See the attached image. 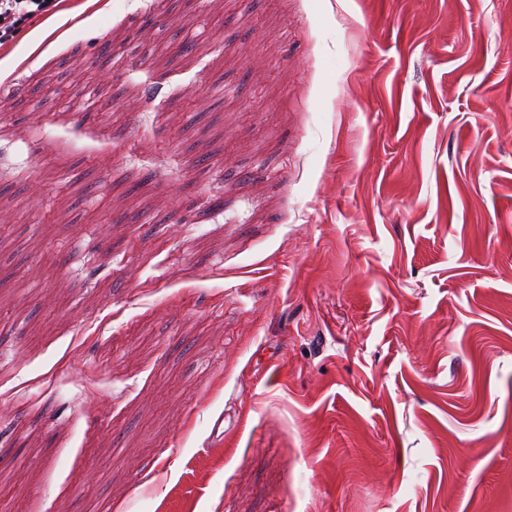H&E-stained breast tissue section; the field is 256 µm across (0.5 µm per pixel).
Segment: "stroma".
Wrapping results in <instances>:
<instances>
[{"mask_svg":"<svg viewBox=\"0 0 512 512\" xmlns=\"http://www.w3.org/2000/svg\"><path fill=\"white\" fill-rule=\"evenodd\" d=\"M83 2L0 82V512H512V0Z\"/></svg>","mask_w":512,"mask_h":512,"instance_id":"obj_1","label":"stroma"}]
</instances>
